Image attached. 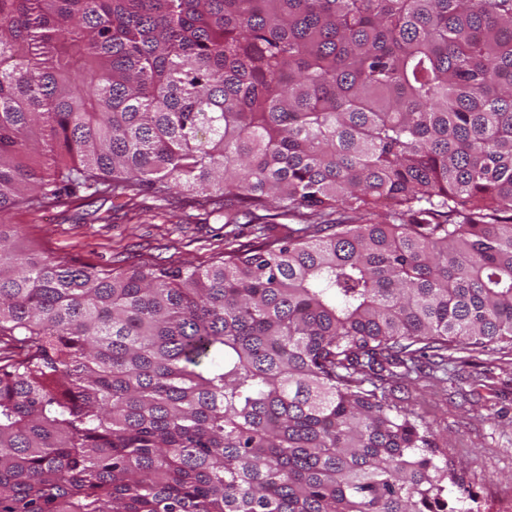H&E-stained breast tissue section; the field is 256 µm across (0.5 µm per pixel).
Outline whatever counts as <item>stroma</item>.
I'll use <instances>...</instances> for the list:
<instances>
[{
    "label": "stroma",
    "instance_id": "obj_1",
    "mask_svg": "<svg viewBox=\"0 0 512 512\" xmlns=\"http://www.w3.org/2000/svg\"><path fill=\"white\" fill-rule=\"evenodd\" d=\"M21 231L19 251L59 257L76 266L134 264L206 267L224 258V213L176 194L73 199L8 218ZM422 415L462 472L466 512H512V353L496 351L472 364L421 375L397 393Z\"/></svg>",
    "mask_w": 512,
    "mask_h": 512
}]
</instances>
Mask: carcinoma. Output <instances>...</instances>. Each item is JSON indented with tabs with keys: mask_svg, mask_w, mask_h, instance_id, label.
Wrapping results in <instances>:
<instances>
[{
	"mask_svg": "<svg viewBox=\"0 0 512 512\" xmlns=\"http://www.w3.org/2000/svg\"><path fill=\"white\" fill-rule=\"evenodd\" d=\"M176 189L256 242L112 271L4 233ZM491 346L512 0H0V512H461L394 392Z\"/></svg>",
	"mask_w": 512,
	"mask_h": 512,
	"instance_id": "1",
	"label": "carcinoma"
}]
</instances>
